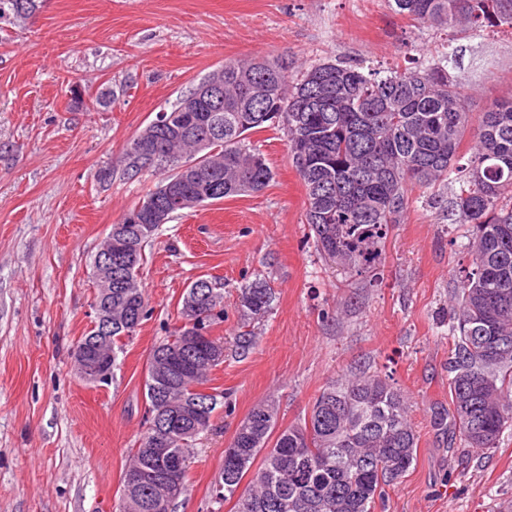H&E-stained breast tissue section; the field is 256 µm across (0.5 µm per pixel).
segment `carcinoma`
Returning a JSON list of instances; mask_svg holds the SVG:
<instances>
[{"label": "carcinoma", "mask_w": 512, "mask_h": 512, "mask_svg": "<svg viewBox=\"0 0 512 512\" xmlns=\"http://www.w3.org/2000/svg\"><path fill=\"white\" fill-rule=\"evenodd\" d=\"M399 15L437 28L463 27L479 37L491 28L512 30V0H388ZM41 0H0V21L21 25ZM189 89L166 112L182 135L153 133L146 125L112 160L95 172L107 186L148 143L161 159L148 171L161 176L146 198H158L171 183L204 205L258 193L273 179L269 163L250 157L259 149L248 136L273 128L284 133L288 154L305 188V219L320 253L350 276L375 267L388 236L412 203L415 187H452L448 212L469 226L465 249L471 264L458 272L452 348L448 356V396L455 430L470 448L490 450L512 428V99L482 113L469 155L461 145L470 124L461 84L439 63L385 74L340 59L311 67L298 81L288 63L254 69L250 62L224 61V111L214 113L218 132L185 122ZM206 138L213 155L201 159L194 143ZM195 163L196 179L181 182L180 167ZM130 210L112 225L124 260L112 262V294L96 293L101 306L125 308L134 316L112 319V367L124 340L149 316L138 270L159 225L143 217L128 223ZM275 292L265 279L239 288L238 312L259 320L273 308ZM185 321L208 328L224 318V288L187 289L180 308ZM178 326L147 360L145 430L130 449L126 474L144 482L124 485L117 512H175L189 482V457L212 430L219 401L206 407L171 440L168 459L183 468L177 484L161 480L165 463L151 452L160 416L195 404L194 387L209 380L224 356L219 350L187 362L184 372L158 375L161 355L188 343ZM279 408L270 400L255 406L239 423L224 450L214 492L216 502L235 499L234 512H374L386 488L412 467L419 436L402 392L379 374L350 372L331 381L302 420L278 428ZM243 493L236 494L242 481Z\"/></svg>", "instance_id": "carcinoma-1"}]
</instances>
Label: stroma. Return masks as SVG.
I'll use <instances>...</instances> for the list:
<instances>
[{"mask_svg": "<svg viewBox=\"0 0 512 512\" xmlns=\"http://www.w3.org/2000/svg\"><path fill=\"white\" fill-rule=\"evenodd\" d=\"M338 57L372 68L447 64L475 121L512 98L511 30L425 27L387 0H44L33 22L0 32V512H115L143 430L147 359L200 277L224 284V320L211 333L227 350L206 385L224 404L194 449L176 512H230L212 488L238 423L272 398L288 426L355 369L391 376L419 436L412 469L376 512L512 505V430L481 451L433 423L449 409L455 274L469 262L448 186L415 190L376 270L351 278L315 247L279 131L249 137L274 172L263 191L182 211L146 247L139 280L150 315L111 382L76 374L72 349L93 320V257L159 181L116 176L102 188L94 172L225 60L285 58L296 79ZM78 85L112 92L111 106L74 104ZM258 277L276 301L247 324L237 289ZM245 333L254 343L237 350Z\"/></svg>", "mask_w": 512, "mask_h": 512, "instance_id": "1", "label": "stroma"}]
</instances>
